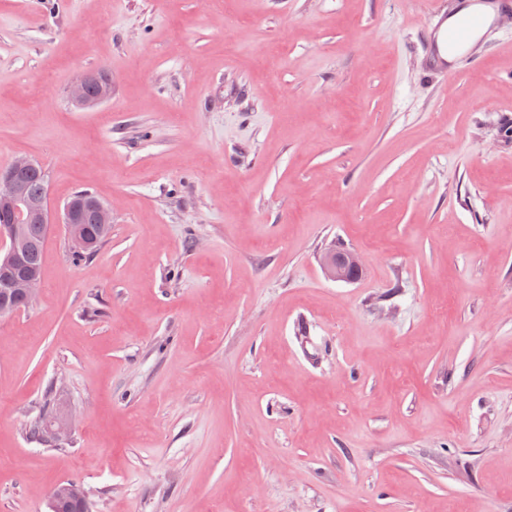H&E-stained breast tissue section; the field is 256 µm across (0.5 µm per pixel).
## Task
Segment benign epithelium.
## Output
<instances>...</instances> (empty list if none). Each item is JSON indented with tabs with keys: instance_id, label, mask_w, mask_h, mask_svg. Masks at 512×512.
<instances>
[{
	"instance_id": "7a95c632",
	"label": "benign epithelium",
	"mask_w": 512,
	"mask_h": 512,
	"mask_svg": "<svg viewBox=\"0 0 512 512\" xmlns=\"http://www.w3.org/2000/svg\"><path fill=\"white\" fill-rule=\"evenodd\" d=\"M88 78L89 74H83L70 85L68 93L74 102L84 105L91 103L86 95ZM35 169L37 162L29 157L17 158L0 169V217L6 220V223L0 225V239L6 242L0 248V275L12 277L13 292L28 303L35 300L42 278L35 272L21 271L27 245L20 228L26 223L51 224L55 216L49 195H44L38 204L32 206L24 200L20 175ZM86 208L94 212L96 223H112V210L96 198L85 197L75 202H66L60 212L61 223L65 224L71 241L84 248L91 245L81 224L82 213ZM323 265L331 278L341 281L354 280L349 270L361 269L359 256L352 250L328 251L323 257ZM72 427L73 419L69 416L51 420L47 426L48 441L60 444L68 440Z\"/></svg>"
}]
</instances>
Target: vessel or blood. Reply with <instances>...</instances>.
Segmentation results:
<instances>
[{"label":"vessel or blood","instance_id":"b4317fda","mask_svg":"<svg viewBox=\"0 0 512 512\" xmlns=\"http://www.w3.org/2000/svg\"><path fill=\"white\" fill-rule=\"evenodd\" d=\"M483 26V18L478 14L468 15L456 26H449L448 13L444 10H435L433 21L429 27L428 39L423 47L428 66L440 73L458 74L460 66H449V50H457L460 58H467V47L476 30Z\"/></svg>","mask_w":512,"mask_h":512}]
</instances>
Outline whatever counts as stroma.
Wrapping results in <instances>:
<instances>
[{"label":"stroma","mask_w":512,"mask_h":512,"mask_svg":"<svg viewBox=\"0 0 512 512\" xmlns=\"http://www.w3.org/2000/svg\"><path fill=\"white\" fill-rule=\"evenodd\" d=\"M460 2L0 0V168L112 210L0 315V512H512V23L430 73ZM484 22L479 14H470L467 18L448 29V11L436 9L433 21L429 27V35L423 50L427 58V65L439 73L456 75L461 72L459 62L470 56L467 47L476 30L482 28ZM448 45L452 50H460L455 65L448 68ZM88 78V73L83 74L70 85L68 93L70 98L74 102L84 105L95 104L101 102L106 98L105 96H102L98 100H96L100 95L104 94L106 91H108L109 94L111 93L112 85L110 88V84L107 83L105 80L101 78H95L90 82L88 86V96L91 100H93L91 101L86 95ZM323 265L331 278L341 281L356 279L349 274V270L361 269L359 256L352 250L339 252L331 249L324 255ZM52 412H47L43 415V417L36 421L33 426L30 428V437L36 440H41L45 442H52L54 444H61L64 441H67L71 435L72 427H73V419L70 416L60 417L56 419H52L47 426L48 432V441L44 439L45 433V420L50 417Z\"/></svg>","instance_id":"1"}]
</instances>
